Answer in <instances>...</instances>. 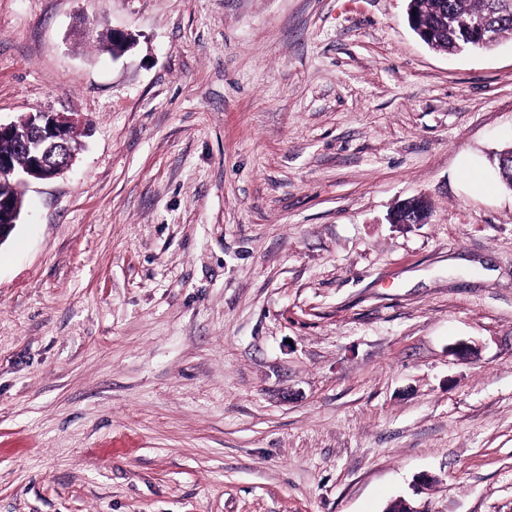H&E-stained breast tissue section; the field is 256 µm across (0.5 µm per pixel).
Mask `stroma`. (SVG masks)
Returning <instances> with one entry per match:
<instances>
[{"instance_id": "stroma-1", "label": "stroma", "mask_w": 512, "mask_h": 512, "mask_svg": "<svg viewBox=\"0 0 512 512\" xmlns=\"http://www.w3.org/2000/svg\"><path fill=\"white\" fill-rule=\"evenodd\" d=\"M405 8L0 0V122L89 123L0 243V512H512V39Z\"/></svg>"}]
</instances>
